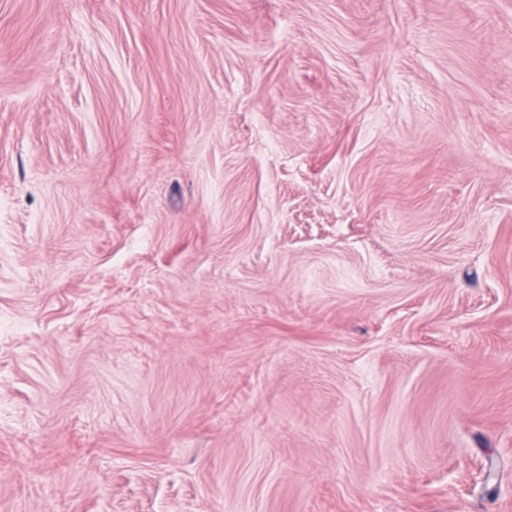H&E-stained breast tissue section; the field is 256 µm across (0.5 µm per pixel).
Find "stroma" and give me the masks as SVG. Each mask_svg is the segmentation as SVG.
<instances>
[{"label":"stroma","mask_w":512,"mask_h":512,"mask_svg":"<svg viewBox=\"0 0 512 512\" xmlns=\"http://www.w3.org/2000/svg\"><path fill=\"white\" fill-rule=\"evenodd\" d=\"M0 512H512V0H0Z\"/></svg>","instance_id":"1"}]
</instances>
